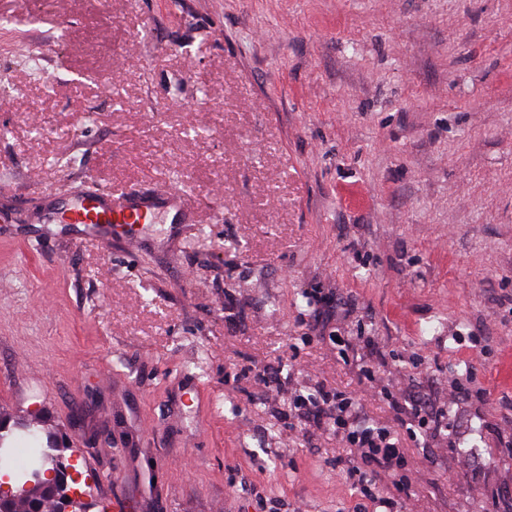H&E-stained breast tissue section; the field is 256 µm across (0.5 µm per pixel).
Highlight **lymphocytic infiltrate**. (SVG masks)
Returning <instances> with one entry per match:
<instances>
[{"mask_svg":"<svg viewBox=\"0 0 512 512\" xmlns=\"http://www.w3.org/2000/svg\"><path fill=\"white\" fill-rule=\"evenodd\" d=\"M376 377L375 366H363L357 390L349 392L321 384L313 394L295 395L291 406L303 414L309 428L330 425L349 447L343 470L347 480L353 482L365 512H405L409 491L405 471L411 458L404 438L428 448L436 434L456 430L458 411L482 405L488 394L466 385L457 386L448 395L453 404L448 411L443 407L444 401L431 392L395 395L379 391ZM376 394L391 409L393 425L366 420L362 400Z\"/></svg>","mask_w":512,"mask_h":512,"instance_id":"lymphocytic-infiltrate-1","label":"lymphocytic infiltrate"}]
</instances>
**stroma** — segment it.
I'll use <instances>...</instances> for the list:
<instances>
[{
  "mask_svg": "<svg viewBox=\"0 0 512 512\" xmlns=\"http://www.w3.org/2000/svg\"><path fill=\"white\" fill-rule=\"evenodd\" d=\"M0 100V412L48 413L83 490L355 512L342 443L288 404L356 389L366 358L303 342L319 288L401 354L381 384L491 391L455 445L405 440L407 512L512 501V0H0ZM90 182L187 190L206 245L164 223L136 258L75 242L39 198Z\"/></svg>",
  "mask_w": 512,
  "mask_h": 512,
  "instance_id": "35a3bbf8",
  "label": "stroma"
}]
</instances>
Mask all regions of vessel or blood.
<instances>
[{"label": "vessel or blood", "instance_id": "vessel-or-blood-1", "mask_svg": "<svg viewBox=\"0 0 512 512\" xmlns=\"http://www.w3.org/2000/svg\"><path fill=\"white\" fill-rule=\"evenodd\" d=\"M44 203L54 222L65 225L74 240L103 243L122 237L131 251L140 249L142 231L159 214L169 217L170 233L180 236L197 209L188 193L164 186L146 192L94 188L79 194L61 188L48 192Z\"/></svg>", "mask_w": 512, "mask_h": 512}]
</instances>
